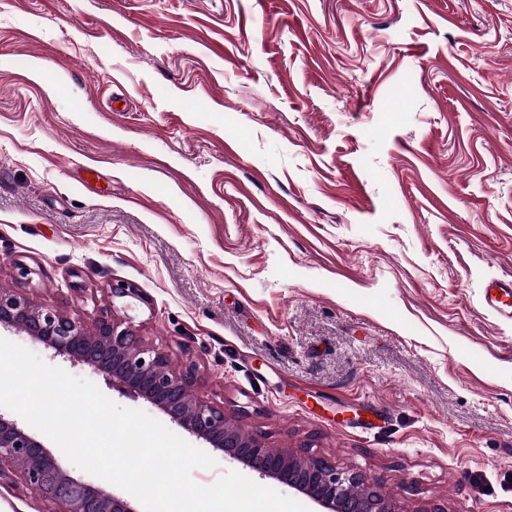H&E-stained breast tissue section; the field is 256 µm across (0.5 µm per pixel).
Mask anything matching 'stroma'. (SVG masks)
Wrapping results in <instances>:
<instances>
[{
	"label": "stroma",
	"instance_id": "35a3bbf8",
	"mask_svg": "<svg viewBox=\"0 0 512 512\" xmlns=\"http://www.w3.org/2000/svg\"><path fill=\"white\" fill-rule=\"evenodd\" d=\"M493 278H512V0H0V287L128 323L272 450L403 512H512ZM60 509L0 481V512Z\"/></svg>",
	"mask_w": 512,
	"mask_h": 512
}]
</instances>
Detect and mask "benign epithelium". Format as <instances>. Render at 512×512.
I'll return each instance as SVG.
<instances>
[{"label":"benign epithelium","instance_id":"obj_1","mask_svg":"<svg viewBox=\"0 0 512 512\" xmlns=\"http://www.w3.org/2000/svg\"><path fill=\"white\" fill-rule=\"evenodd\" d=\"M21 331L73 364L101 373L126 392L164 412L195 438L258 474L308 497L326 512H402L377 482L339 471L320 457L299 456L232 427L224 408L193 398L195 371L171 369L164 351L146 345L133 330L105 314L93 330L77 318L37 307L26 297L0 289V330ZM21 468L27 486L60 503L62 512H141L131 500L74 478L56 453L23 423L0 413V464ZM361 487L362 495L351 497Z\"/></svg>","mask_w":512,"mask_h":512}]
</instances>
